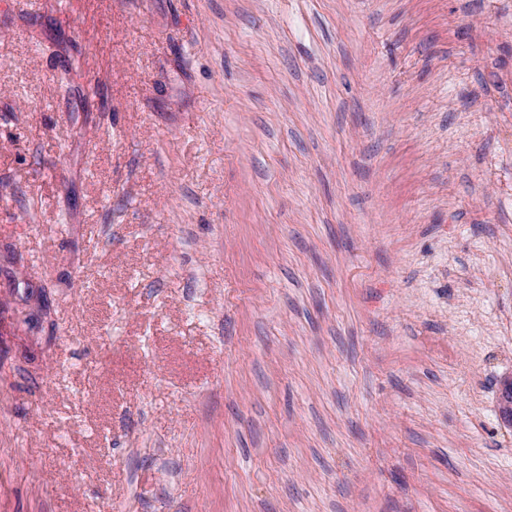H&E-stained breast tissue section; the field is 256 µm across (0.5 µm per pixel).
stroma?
<instances>
[{"label": "stroma", "instance_id": "obj_1", "mask_svg": "<svg viewBox=\"0 0 512 512\" xmlns=\"http://www.w3.org/2000/svg\"><path fill=\"white\" fill-rule=\"evenodd\" d=\"M512 0H0V512H512Z\"/></svg>", "mask_w": 512, "mask_h": 512}]
</instances>
